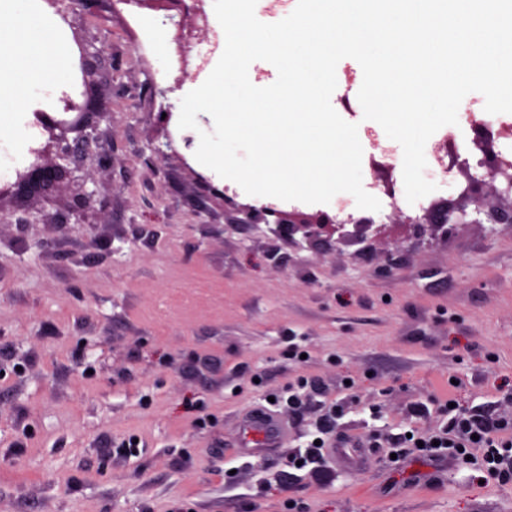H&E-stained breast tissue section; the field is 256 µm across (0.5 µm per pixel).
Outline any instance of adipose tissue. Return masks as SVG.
Instances as JSON below:
<instances>
[{
	"mask_svg": "<svg viewBox=\"0 0 512 512\" xmlns=\"http://www.w3.org/2000/svg\"><path fill=\"white\" fill-rule=\"evenodd\" d=\"M73 42L46 0H0V165L30 160L35 111L69 86Z\"/></svg>",
	"mask_w": 512,
	"mask_h": 512,
	"instance_id": "obj_1",
	"label": "adipose tissue"
}]
</instances>
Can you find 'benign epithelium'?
<instances>
[{"label":"benign epithelium","mask_w":512,"mask_h":512,"mask_svg":"<svg viewBox=\"0 0 512 512\" xmlns=\"http://www.w3.org/2000/svg\"><path fill=\"white\" fill-rule=\"evenodd\" d=\"M69 25L78 14L95 11L101 0H46ZM79 50L72 92L60 97V104L34 112L40 128L38 143L30 148V162L6 182H0V224H96L105 215L110 198L97 188L94 172L112 166L110 152L102 146L101 122L109 120L111 100L105 92L112 72V52L106 38L92 42L73 33ZM100 46H95V43ZM243 224L274 217L288 238L300 235L312 244L325 237L336 241H364L371 224H356L349 231L326 215L318 219L299 218L273 206L243 208Z\"/></svg>","instance_id":"1"}]
</instances>
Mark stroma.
Here are the masks:
<instances>
[{
	"label": "stroma",
	"mask_w": 512,
	"mask_h": 512,
	"mask_svg": "<svg viewBox=\"0 0 512 512\" xmlns=\"http://www.w3.org/2000/svg\"><path fill=\"white\" fill-rule=\"evenodd\" d=\"M203 26L123 0L75 19L112 43V166L96 175L112 202L101 224L0 228V512H512V483L383 447L441 430L452 402L512 415V225L421 236L352 198L275 200L383 229L297 244L242 223L257 200L240 186H199L204 113L147 165L157 112L211 72L219 36L198 44ZM290 392L281 448L241 446L248 413ZM329 412L345 451L293 467ZM131 439L135 455L108 456Z\"/></svg>",
	"instance_id": "stroma-1"
}]
</instances>
